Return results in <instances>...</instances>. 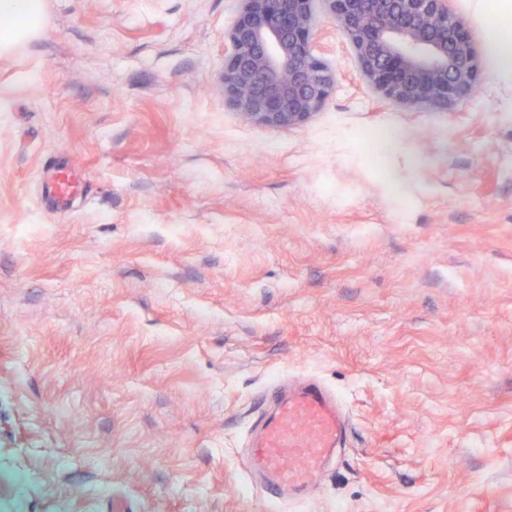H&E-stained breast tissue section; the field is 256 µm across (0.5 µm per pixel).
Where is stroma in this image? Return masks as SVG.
<instances>
[{
	"mask_svg": "<svg viewBox=\"0 0 512 512\" xmlns=\"http://www.w3.org/2000/svg\"><path fill=\"white\" fill-rule=\"evenodd\" d=\"M449 5L467 107L386 106L322 11L338 84L272 130L224 101L240 0H45L0 56V512H264L253 407L296 370L355 426L303 512H512V0ZM498 65L505 72H512V36L502 30L492 41ZM80 192L79 174L61 167L57 169L54 182L46 187L45 198L49 201L52 209L66 210L72 208Z\"/></svg>",
	"mask_w": 512,
	"mask_h": 512,
	"instance_id": "1",
	"label": "stroma"
}]
</instances>
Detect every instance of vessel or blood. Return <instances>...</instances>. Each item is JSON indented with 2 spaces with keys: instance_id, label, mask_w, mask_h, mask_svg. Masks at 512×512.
Returning <instances> with one entry per match:
<instances>
[{
  "instance_id": "b4317fda",
  "label": "vessel or blood",
  "mask_w": 512,
  "mask_h": 512,
  "mask_svg": "<svg viewBox=\"0 0 512 512\" xmlns=\"http://www.w3.org/2000/svg\"><path fill=\"white\" fill-rule=\"evenodd\" d=\"M81 192L78 173L58 168L45 190L52 209L66 210ZM262 410L249 435L246 469L259 482L268 512L306 503L318 493L353 425L336 390L316 375L272 381L259 397Z\"/></svg>"
}]
</instances>
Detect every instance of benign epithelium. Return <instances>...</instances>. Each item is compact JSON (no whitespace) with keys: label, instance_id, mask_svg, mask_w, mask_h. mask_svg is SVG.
Segmentation results:
<instances>
[{"label":"benign epithelium","instance_id":"7a95c632","mask_svg":"<svg viewBox=\"0 0 512 512\" xmlns=\"http://www.w3.org/2000/svg\"><path fill=\"white\" fill-rule=\"evenodd\" d=\"M225 39L224 100L243 118L289 129L319 112L336 71L315 54L317 9L354 49L386 103L448 112L476 97L480 65L449 0H241Z\"/></svg>","mask_w":512,"mask_h":512}]
</instances>
